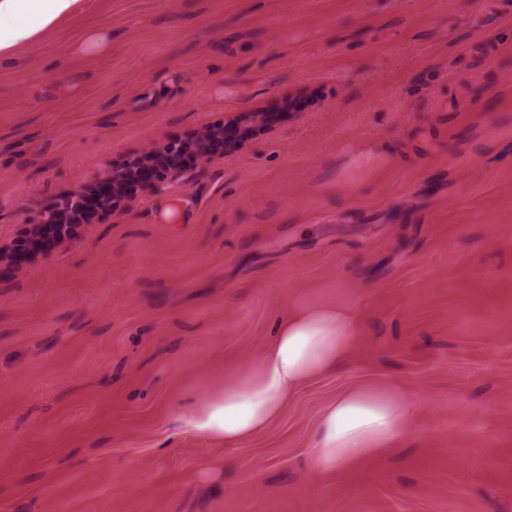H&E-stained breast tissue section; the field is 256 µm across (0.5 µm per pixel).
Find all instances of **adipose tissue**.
Returning <instances> with one entry per match:
<instances>
[{
	"label": "adipose tissue",
	"mask_w": 512,
	"mask_h": 512,
	"mask_svg": "<svg viewBox=\"0 0 512 512\" xmlns=\"http://www.w3.org/2000/svg\"><path fill=\"white\" fill-rule=\"evenodd\" d=\"M76 0H0V58L7 59L69 15ZM360 325L355 308L298 304L276 324L272 340L223 392L184 414L200 434L227 445L265 431L289 397L316 378L351 362ZM417 411L411 397L389 389L355 387L327 404L311 433L310 457L322 473L349 470L397 443Z\"/></svg>",
	"instance_id": "obj_1"
}]
</instances>
